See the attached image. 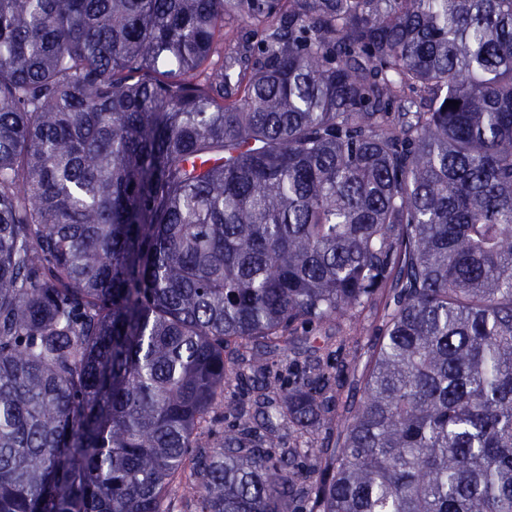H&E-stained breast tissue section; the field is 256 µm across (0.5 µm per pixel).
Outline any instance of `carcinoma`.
I'll return each mask as SVG.
<instances>
[{
	"mask_svg": "<svg viewBox=\"0 0 512 512\" xmlns=\"http://www.w3.org/2000/svg\"><path fill=\"white\" fill-rule=\"evenodd\" d=\"M388 285L343 414L273 369ZM174 491L512 512V0H0V512ZM248 393V387L237 379L232 378L224 382V398L215 409L214 414L220 420L219 423H216L217 428L224 430L229 423L233 422L234 409L248 407L250 397Z\"/></svg>",
	"mask_w": 512,
	"mask_h": 512,
	"instance_id": "1",
	"label": "carcinoma"
}]
</instances>
